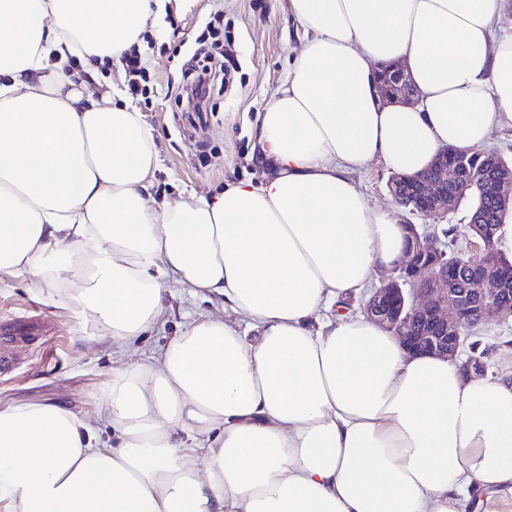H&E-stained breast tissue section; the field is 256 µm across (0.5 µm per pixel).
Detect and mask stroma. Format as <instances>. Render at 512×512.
<instances>
[{"label": "stroma", "instance_id": "obj_1", "mask_svg": "<svg viewBox=\"0 0 512 512\" xmlns=\"http://www.w3.org/2000/svg\"><path fill=\"white\" fill-rule=\"evenodd\" d=\"M224 23V49L230 59L226 82L214 95L217 112L204 132L179 126L172 106L180 66L203 37V22ZM304 33L288 11V0H166L160 24L146 33L141 54L149 76L148 100L134 101L153 129L158 169L150 190L163 202L223 191L230 183L258 181L259 118L286 76L288 56L300 49ZM390 169L378 159L355 170L353 179L371 205L401 224L437 229L465 226L471 206L461 202L449 214L413 215L393 201ZM163 326L131 342L128 361L146 365L183 330L186 315L203 318L223 312L220 299L192 295L189 289L163 292ZM12 319L40 322L37 335L18 338L0 328V349L10 348L17 365L0 375V406L52 403L89 420L100 411V395L112 382L120 361L111 342L93 325L78 326L48 290L26 281L0 284V325Z\"/></svg>", "mask_w": 512, "mask_h": 512}]
</instances>
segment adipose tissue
I'll use <instances>...</instances> for the list:
<instances>
[{
  "instance_id": "adipose-tissue-1",
  "label": "adipose tissue",
  "mask_w": 512,
  "mask_h": 512,
  "mask_svg": "<svg viewBox=\"0 0 512 512\" xmlns=\"http://www.w3.org/2000/svg\"><path fill=\"white\" fill-rule=\"evenodd\" d=\"M158 2L0 0V282L64 289L121 349L162 322L167 284L225 313L115 369L100 424L0 408V512H464L470 489L512 494V386L321 316L404 246L354 170L415 174L512 128L502 0H288L304 42L260 118L261 181L162 205L142 114L67 66L139 47ZM396 61L420 106L378 95L374 65Z\"/></svg>"
}]
</instances>
